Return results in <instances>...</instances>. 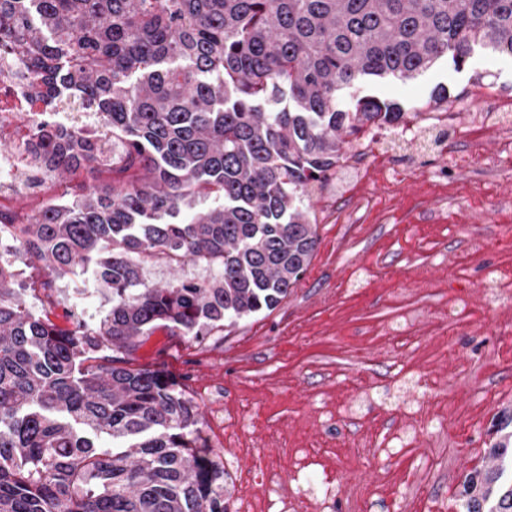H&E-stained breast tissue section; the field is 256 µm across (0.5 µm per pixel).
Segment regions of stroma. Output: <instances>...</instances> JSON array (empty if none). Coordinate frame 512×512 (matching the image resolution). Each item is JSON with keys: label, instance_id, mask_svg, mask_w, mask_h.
<instances>
[{"label": "stroma", "instance_id": "35a3bbf8", "mask_svg": "<svg viewBox=\"0 0 512 512\" xmlns=\"http://www.w3.org/2000/svg\"><path fill=\"white\" fill-rule=\"evenodd\" d=\"M454 109L486 107L481 124L430 141L427 127H378L312 199L320 244L275 309L195 341L159 330L134 366L159 367L184 386L206 420L209 445L231 459L219 407H249L246 433L273 458L289 448L331 449L337 469L326 512H352L351 480L372 493L363 512H456L466 474L493 464L495 423L512 413V312L486 301V277L512 279V57L476 52L457 70L442 60L418 78L369 81L342 105L374 95L406 110L439 88ZM67 182L48 181L0 202L26 221ZM24 298L59 325L98 322L108 309L93 273L76 269L52 293ZM468 307H448L449 288ZM322 426H302L304 412Z\"/></svg>", "mask_w": 512, "mask_h": 512}]
</instances>
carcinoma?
Instances as JSON below:
<instances>
[{"instance_id":"1","label":"carcinoma","mask_w":512,"mask_h":512,"mask_svg":"<svg viewBox=\"0 0 512 512\" xmlns=\"http://www.w3.org/2000/svg\"><path fill=\"white\" fill-rule=\"evenodd\" d=\"M477 47L512 57V0H0L28 101L77 103L105 129L42 124L47 178L112 173L26 224L0 212V512H228L199 406L132 355L158 329L197 339L276 308L316 254L304 200L348 160L346 137L407 116L375 97L345 112L340 93L460 69ZM211 195L223 203L179 219ZM18 253L45 292L92 268L106 315L34 313ZM153 264L219 278L155 286ZM488 454L460 512H512V433Z\"/></svg>"}]
</instances>
